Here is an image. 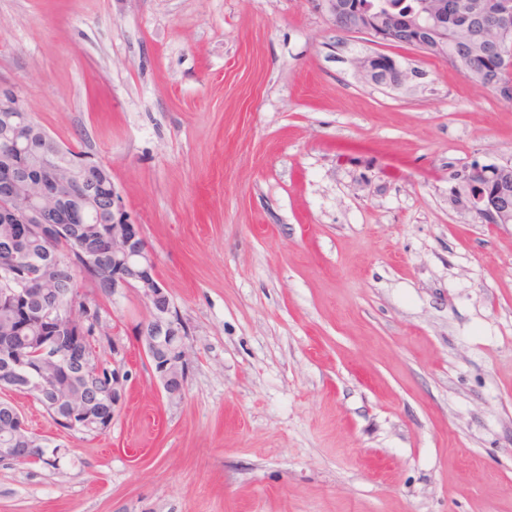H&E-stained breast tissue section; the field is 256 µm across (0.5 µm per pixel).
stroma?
<instances>
[{
    "instance_id": "stroma-1",
    "label": "stroma",
    "mask_w": 512,
    "mask_h": 512,
    "mask_svg": "<svg viewBox=\"0 0 512 512\" xmlns=\"http://www.w3.org/2000/svg\"><path fill=\"white\" fill-rule=\"evenodd\" d=\"M0 86L111 170L192 348L169 402L139 293L79 282L126 402L95 435L13 395L64 455L0 461V512H512V224L449 200L512 103L316 0H0ZM391 57V58H390ZM379 55L376 59H371L368 62L363 63V68L367 74H362L364 79L367 82H372L373 73L372 70L377 69V78L375 79V84L379 83H388V82H396L403 84L405 80V75L402 70H399L398 64H395V59L392 56ZM394 60H393V59Z\"/></svg>"
}]
</instances>
